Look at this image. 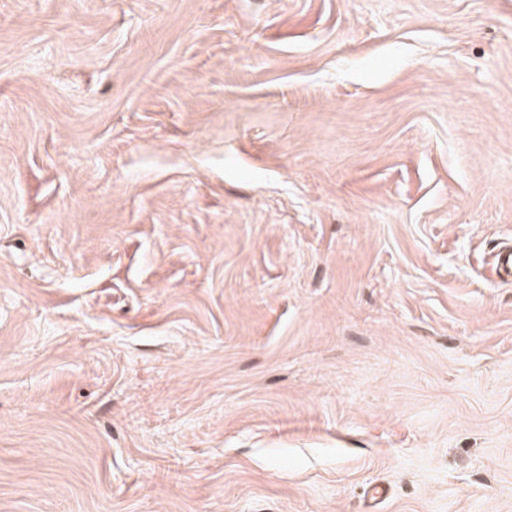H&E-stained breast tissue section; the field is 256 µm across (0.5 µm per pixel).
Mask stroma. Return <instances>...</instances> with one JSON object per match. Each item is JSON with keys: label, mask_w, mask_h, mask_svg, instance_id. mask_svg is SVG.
<instances>
[{"label": "stroma", "mask_w": 512, "mask_h": 512, "mask_svg": "<svg viewBox=\"0 0 512 512\" xmlns=\"http://www.w3.org/2000/svg\"><path fill=\"white\" fill-rule=\"evenodd\" d=\"M512 0H0V512H512Z\"/></svg>", "instance_id": "1"}]
</instances>
